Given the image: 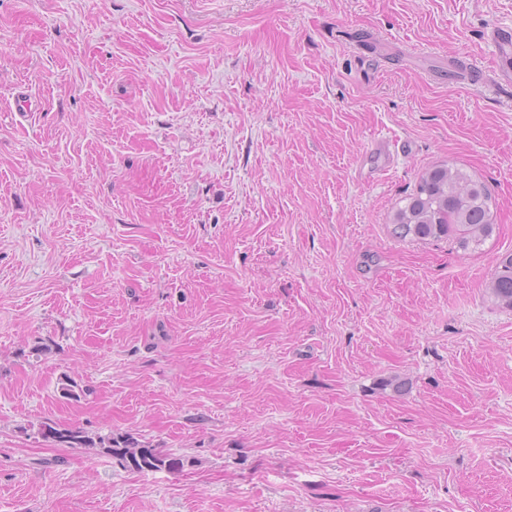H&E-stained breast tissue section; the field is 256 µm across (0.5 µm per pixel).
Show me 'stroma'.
I'll use <instances>...</instances> for the list:
<instances>
[{"mask_svg": "<svg viewBox=\"0 0 512 512\" xmlns=\"http://www.w3.org/2000/svg\"><path fill=\"white\" fill-rule=\"evenodd\" d=\"M500 25L0 0V512H512V87L460 86ZM445 163L496 204L476 250L391 233ZM489 288L499 303L512 308V254L501 259ZM99 444L103 445L101 448H107V451L127 467L139 472L163 469L170 471L177 466H183L179 460L171 458L150 445L140 444L130 437L120 438V440H114L112 437L100 438Z\"/></svg>", "mask_w": 512, "mask_h": 512, "instance_id": "stroma-1", "label": "stroma"}]
</instances>
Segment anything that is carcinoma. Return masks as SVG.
<instances>
[{
  "label": "carcinoma",
  "instance_id": "1",
  "mask_svg": "<svg viewBox=\"0 0 512 512\" xmlns=\"http://www.w3.org/2000/svg\"><path fill=\"white\" fill-rule=\"evenodd\" d=\"M495 205L488 188L461 167L435 165L419 178L415 190L403 199L392 216L391 233L397 238L422 241L449 240L458 249H476L492 235ZM502 305L512 308V254L504 256L489 283ZM59 442L93 446L97 443L127 467L139 471L172 470L180 462L130 437L94 442L77 429H50Z\"/></svg>",
  "mask_w": 512,
  "mask_h": 512
}]
</instances>
